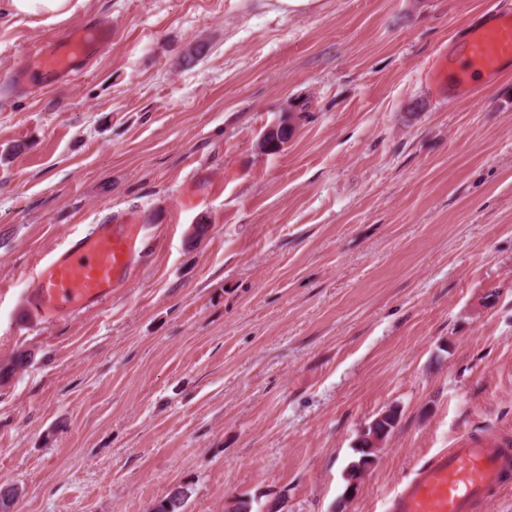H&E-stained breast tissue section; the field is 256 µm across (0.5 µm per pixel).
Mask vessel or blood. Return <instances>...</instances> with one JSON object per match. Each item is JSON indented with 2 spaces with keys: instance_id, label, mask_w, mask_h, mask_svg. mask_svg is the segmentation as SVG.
Wrapping results in <instances>:
<instances>
[{
  "instance_id": "1",
  "label": "vessel or blood",
  "mask_w": 512,
  "mask_h": 512,
  "mask_svg": "<svg viewBox=\"0 0 512 512\" xmlns=\"http://www.w3.org/2000/svg\"><path fill=\"white\" fill-rule=\"evenodd\" d=\"M111 33L106 24L77 27L28 51L13 80L35 72L50 82H72L83 61ZM512 60V13L488 14L464 35V59L456 68L438 58L427 77L437 88L451 86L455 97L471 93L473 74L489 76ZM145 225L127 213L96 224L43 257L28 274L29 297L45 321L57 322L99 309L138 275L149 248ZM512 477V447L502 441H466L433 453L388 498L387 512H472L474 504Z\"/></svg>"
}]
</instances>
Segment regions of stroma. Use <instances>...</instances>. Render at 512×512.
Wrapping results in <instances>:
<instances>
[{
  "label": "stroma",
  "mask_w": 512,
  "mask_h": 512,
  "mask_svg": "<svg viewBox=\"0 0 512 512\" xmlns=\"http://www.w3.org/2000/svg\"><path fill=\"white\" fill-rule=\"evenodd\" d=\"M497 10L512 0L0 19V365L29 356L0 377L10 512H152L180 485L185 512H384L439 449L512 441V66L467 99L427 78ZM101 22L112 40L78 81H11L29 46ZM289 113L292 138L262 152ZM127 212L154 241L137 279L43 321L31 266Z\"/></svg>",
  "instance_id": "1"
}]
</instances>
